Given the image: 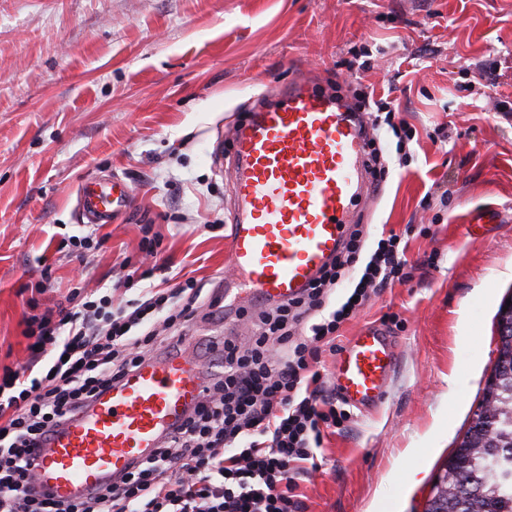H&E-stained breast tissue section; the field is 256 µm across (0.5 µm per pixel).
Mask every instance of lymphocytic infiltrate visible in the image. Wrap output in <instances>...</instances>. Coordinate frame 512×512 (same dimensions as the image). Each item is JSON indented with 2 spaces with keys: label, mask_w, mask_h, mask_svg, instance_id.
<instances>
[{
  "label": "lymphocytic infiltrate",
  "mask_w": 512,
  "mask_h": 512,
  "mask_svg": "<svg viewBox=\"0 0 512 512\" xmlns=\"http://www.w3.org/2000/svg\"><path fill=\"white\" fill-rule=\"evenodd\" d=\"M362 229L299 299L259 311L253 336L224 341V373L146 462L75 500L31 492V451L142 362L182 349L219 289L194 278L149 288L111 308L108 296L73 292L56 318L28 330L29 358L0 374V512H307L302 477L317 471L325 429L352 414L318 369L341 326L377 289L403 280L400 235L362 256ZM334 308L326 301L344 279Z\"/></svg>",
  "instance_id": "1"
}]
</instances>
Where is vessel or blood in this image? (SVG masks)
Returning <instances> with one entry per match:
<instances>
[{
  "label": "vessel or blood",
  "mask_w": 512,
  "mask_h": 512,
  "mask_svg": "<svg viewBox=\"0 0 512 512\" xmlns=\"http://www.w3.org/2000/svg\"><path fill=\"white\" fill-rule=\"evenodd\" d=\"M367 139L363 115L317 91L307 75L259 100L233 127L231 152H214L229 162L235 203L225 309L244 299L268 307L299 298L339 253L372 191ZM132 198L111 173L88 176L78 188L90 224L111 223ZM213 349L209 358L181 351L142 365L57 429L33 451V493L77 499L149 458L202 401L224 357L223 338ZM395 367L389 336L368 327L337 352L331 384L346 405L369 410L386 399Z\"/></svg>",
  "instance_id": "1"
}]
</instances>
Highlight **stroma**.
<instances>
[{"label": "stroma", "instance_id": "35a3bbf8", "mask_svg": "<svg viewBox=\"0 0 512 512\" xmlns=\"http://www.w3.org/2000/svg\"><path fill=\"white\" fill-rule=\"evenodd\" d=\"M304 70L386 99L413 137L381 126L389 174L361 218L369 242L408 232L406 280L336 339L382 327L397 370L382 404L325 436L300 490L308 512H424L512 298V0H0V371L29 355L25 316L56 312L78 282L137 297L145 229L168 287L230 271L212 145ZM99 172L135 207L86 224L77 189ZM73 236L91 237L84 258Z\"/></svg>", "mask_w": 512, "mask_h": 512}]
</instances>
